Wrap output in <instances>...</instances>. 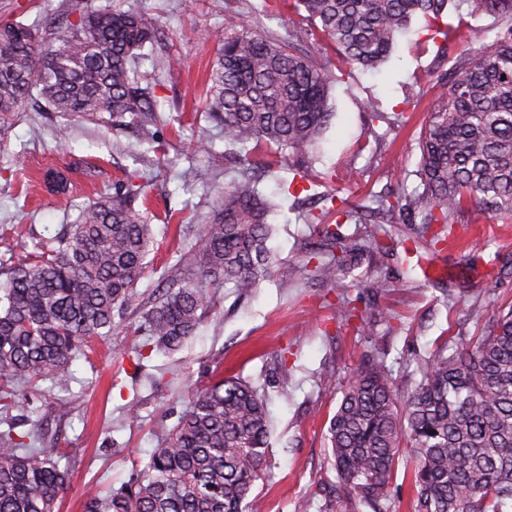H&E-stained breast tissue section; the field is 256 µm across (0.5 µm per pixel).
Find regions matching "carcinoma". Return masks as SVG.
I'll return each instance as SVG.
<instances>
[{
	"instance_id": "obj_1",
	"label": "carcinoma",
	"mask_w": 512,
	"mask_h": 512,
	"mask_svg": "<svg viewBox=\"0 0 512 512\" xmlns=\"http://www.w3.org/2000/svg\"><path fill=\"white\" fill-rule=\"evenodd\" d=\"M450 0H295L321 24L348 64L376 68L387 61L397 34L416 17L428 38L447 41L457 29L444 22ZM473 12L504 15L495 39L468 27L464 49L448 58L452 82L438 81L437 105L418 140L416 175L422 190L371 199L373 228L361 238L339 232L362 223L358 211L323 192V250L307 253L303 271L338 284L360 256L385 251L380 218L396 211L415 231V248L432 253L448 238L452 216L468 211L512 220V0H469ZM229 35L207 76V112L224 127V141L264 144L307 156L328 126V63L315 64L293 45L229 15ZM154 24L132 8L94 7L68 0L48 27L0 26V128L33 90L52 112L93 116L112 124L130 118L145 138L160 102L141 86L138 64L175 66L153 52ZM146 185L128 183L89 202L42 252L9 266L0 281V400H15V384L69 381V367L115 317L150 304L139 330L156 350H175L200 323L210 289L232 285L246 295L271 276L268 217L279 207L258 182L241 175L224 187L206 224L188 239L173 275L149 296L137 289L152 244L147 213L135 208ZM359 297H341L336 318L359 317ZM480 335L452 353L443 346L417 362L420 382L399 392L382 359L351 376L329 420L327 439L336 484L350 502L379 510L388 499L401 443L410 445L414 512H512V304L485 318ZM269 416L256 389L221 377L191 395L173 428L150 452L146 468L107 493L87 495L83 512H242L261 478ZM66 452L30 448L0 436V512H59L68 485Z\"/></svg>"
}]
</instances>
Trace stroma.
<instances>
[{
    "mask_svg": "<svg viewBox=\"0 0 512 512\" xmlns=\"http://www.w3.org/2000/svg\"><path fill=\"white\" fill-rule=\"evenodd\" d=\"M93 6L133 8L161 31L156 50L177 59L175 69H140L143 83L160 100L162 119L154 132L165 147L157 153L132 127L115 129L101 117L38 111L26 103L0 139V262L13 264L49 246L63 225L75 223L91 200L128 178L143 175L144 206L154 246L139 291L149 293L164 270L176 262L186 237L197 233L216 192L240 171L237 149L227 146L223 130L203 110L206 75L229 13L258 24L266 33L291 41L315 60L334 49L316 26L284 7L263 0H92ZM66 8V0H0V25L47 24ZM425 22L416 20L398 39L391 59L375 70L344 69L332 84L334 113L310 158L257 147L254 158L270 162L260 181L265 193L278 178H292L306 164L335 172L332 189L348 206L391 188L411 191L418 184V138L435 105L431 89L441 74V52L456 54L460 42L440 45L425 39ZM382 120H374L373 112ZM406 112L403 128L388 116ZM213 144L199 153V139ZM191 166L209 168L210 185L181 178ZM56 168L69 182L67 195L38 185L44 170ZM270 218L269 245L275 265L252 294L238 296L228 286L212 289L200 324L175 352H151L141 365L132 361L144 344L139 312L118 317L109 336L94 339L91 353L70 366L68 385L51 381L21 383L24 399L0 403V433L26 436L34 448H63L69 454V483L60 512H81L88 493L119 487L149 461L161 436L160 425H174L192 390L208 386L216 375L249 381L265 399L272 424L263 475L242 505L243 512H372L368 506L336 502L326 491L335 474L327 468L324 423L334 414L341 390L360 362L384 358L400 385L419 381L418 359L430 356L453 336H473L468 307L491 313L512 302V222L482 220L457 250L433 257L434 275L405 259L401 242L406 224L391 228L384 255L361 257L344 286L364 294L385 311L371 329L342 324L334 306L339 289L309 287L301 247L316 242L317 225L305 223V202L280 198ZM382 279L384 288L373 285ZM287 382H280V375ZM140 417L131 420L128 404Z\"/></svg>",
    "mask_w": 512,
    "mask_h": 512,
    "instance_id": "35a3bbf8",
    "label": "stroma"
}]
</instances>
